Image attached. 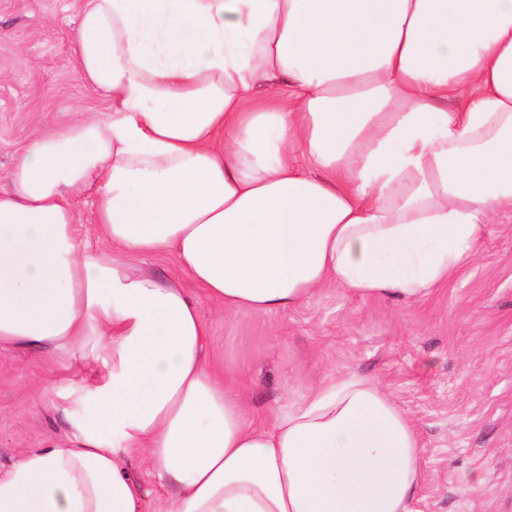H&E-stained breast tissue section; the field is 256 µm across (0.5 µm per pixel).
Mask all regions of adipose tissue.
Instances as JSON below:
<instances>
[{"instance_id":"adipose-tissue-1","label":"adipose tissue","mask_w":512,"mask_h":512,"mask_svg":"<svg viewBox=\"0 0 512 512\" xmlns=\"http://www.w3.org/2000/svg\"><path fill=\"white\" fill-rule=\"evenodd\" d=\"M103 120L37 135L0 194V346L101 359L65 448L0 474V512H414L423 450L377 383L251 415L207 356L173 252L267 314L335 284L428 296L512 209V0H84L71 46ZM456 108H449V100ZM111 244L80 246L77 200ZM126 466L138 478L147 492L145 512H167L171 509L169 496L163 482L144 463L138 452L125 457Z\"/></svg>"}]
</instances>
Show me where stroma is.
<instances>
[{
	"label": "stroma",
	"mask_w": 512,
	"mask_h": 512,
	"mask_svg": "<svg viewBox=\"0 0 512 512\" xmlns=\"http://www.w3.org/2000/svg\"><path fill=\"white\" fill-rule=\"evenodd\" d=\"M83 0H0V192L35 135L100 118L71 44ZM209 333L208 356L246 385L254 414L284 412L327 378L383 385L414 422L422 454L415 512H512V215L487 225L473 258L430 295L358 298L329 284L304 304L232 311L183 283ZM80 352L0 349V472L35 448L66 444L69 380L92 375ZM145 512H169L140 453L125 459Z\"/></svg>",
	"instance_id": "stroma-1"
}]
</instances>
